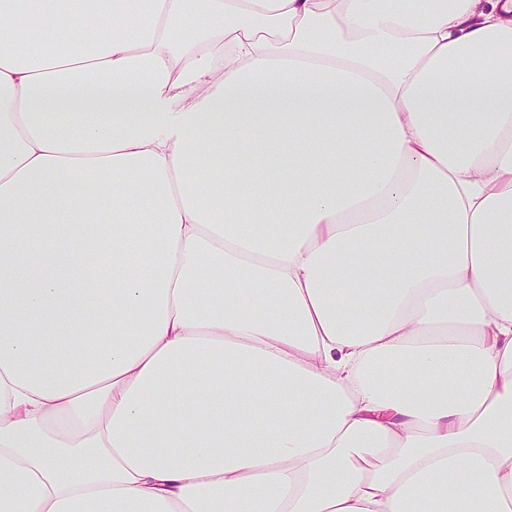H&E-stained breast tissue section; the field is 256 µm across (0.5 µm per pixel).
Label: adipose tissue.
Instances as JSON below:
<instances>
[{
    "instance_id": "adipose-tissue-1",
    "label": "adipose tissue",
    "mask_w": 512,
    "mask_h": 512,
    "mask_svg": "<svg viewBox=\"0 0 512 512\" xmlns=\"http://www.w3.org/2000/svg\"><path fill=\"white\" fill-rule=\"evenodd\" d=\"M0 512H512V0H0Z\"/></svg>"
}]
</instances>
